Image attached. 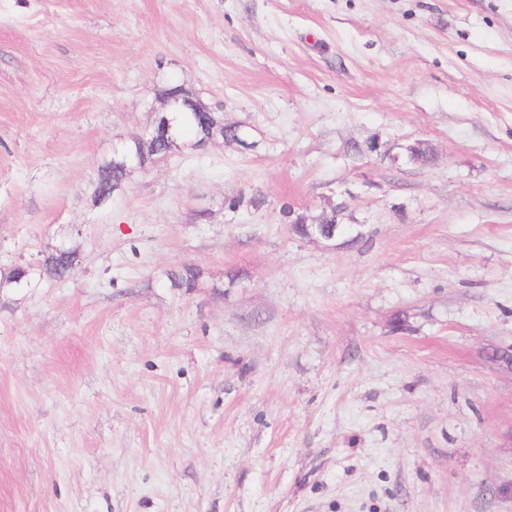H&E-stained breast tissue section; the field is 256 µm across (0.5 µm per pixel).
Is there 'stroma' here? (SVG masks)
<instances>
[{
    "label": "stroma",
    "instance_id": "35a3bbf8",
    "mask_svg": "<svg viewBox=\"0 0 512 512\" xmlns=\"http://www.w3.org/2000/svg\"><path fill=\"white\" fill-rule=\"evenodd\" d=\"M170 86L242 141L96 203ZM61 247L0 290V512H512V0H0V272ZM62 254L56 256L51 254L44 259L43 265L40 269L39 276L45 275L48 278L60 279L65 270L66 262L76 263L78 258V251L74 248H61Z\"/></svg>",
    "mask_w": 512,
    "mask_h": 512
}]
</instances>
